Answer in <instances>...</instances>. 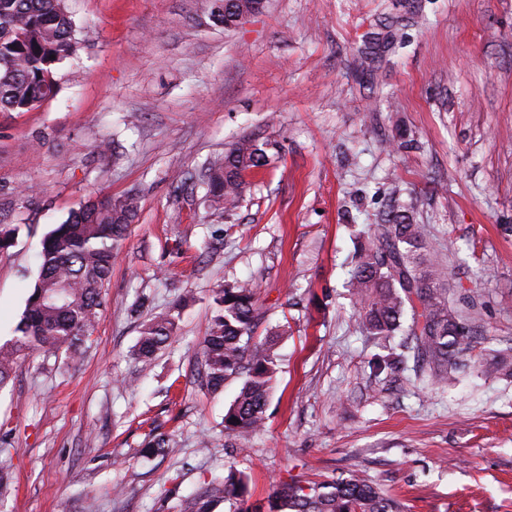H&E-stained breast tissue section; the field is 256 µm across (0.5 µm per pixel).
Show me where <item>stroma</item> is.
<instances>
[{
	"instance_id": "1",
	"label": "stroma",
	"mask_w": 512,
	"mask_h": 512,
	"mask_svg": "<svg viewBox=\"0 0 512 512\" xmlns=\"http://www.w3.org/2000/svg\"><path fill=\"white\" fill-rule=\"evenodd\" d=\"M81 48L55 98L0 112V343L57 224L101 196L138 218L80 357L42 352L0 390V512H173L235 466L252 500L279 480L352 472L406 512H512V380L413 387L373 377L350 285L360 233L391 204L425 225L480 335L512 343V0H267L225 30L212 0H71ZM395 50L360 48L392 20ZM268 143L223 222L200 202L206 159ZM252 281L257 336L283 331L263 431L224 434L240 384L200 387L211 293ZM190 295L178 340L133 356L152 308ZM164 434L170 446L140 450Z\"/></svg>"
}]
</instances>
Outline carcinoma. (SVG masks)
Returning <instances> with one entry per match:
<instances>
[{"label":"carcinoma","instance_id":"carcinoma-1","mask_svg":"<svg viewBox=\"0 0 512 512\" xmlns=\"http://www.w3.org/2000/svg\"><path fill=\"white\" fill-rule=\"evenodd\" d=\"M77 47L69 0H0V112L29 111L53 97L60 65ZM268 161L265 144L252 139L238 141L224 156L209 161L202 197L206 213L222 219L238 208L247 192L245 174ZM137 215L133 194L89 201L45 236L40 272L16 336L0 344V388L11 380L18 360L29 354L62 353L69 359L81 352L97 322L112 262ZM352 285L361 324L377 346L386 349L395 336H402L394 360L376 354L368 361L371 374L379 376L394 362L426 386L458 381L480 315L470 304L464 311L449 305L446 275L429 250L425 225L391 207L381 223L369 227V242L356 255ZM213 303L197 378L212 393L223 391L230 381H241L224 414V432L245 438L266 422L279 333L255 336L262 311L247 284L222 285L215 289ZM180 307L177 301L141 325L137 358L149 360L172 344ZM408 312L411 319L405 326ZM474 372L512 378V348H484ZM168 447L169 439L160 434L143 448L142 456L150 459ZM12 489L10 460L0 459V500ZM225 500L239 503L237 512H405L398 499L353 473L312 483L282 481L266 504L252 503L248 476L233 468L180 497L174 509L214 512Z\"/></svg>","mask_w":512,"mask_h":512}]
</instances>
